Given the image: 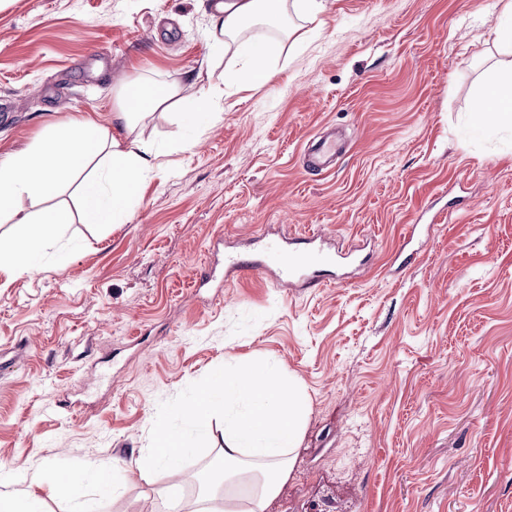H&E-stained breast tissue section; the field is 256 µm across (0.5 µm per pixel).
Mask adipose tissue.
Wrapping results in <instances>:
<instances>
[{"label": "adipose tissue", "mask_w": 512, "mask_h": 512, "mask_svg": "<svg viewBox=\"0 0 512 512\" xmlns=\"http://www.w3.org/2000/svg\"><path fill=\"white\" fill-rule=\"evenodd\" d=\"M324 0H220L210 15L207 37L216 55L235 50L240 66L224 70L222 87L187 93L179 84L146 87L138 100L121 88L111 128L83 118L50 129L26 151L0 159V219L13 220L16 232L0 242V268L13 274L33 272L46 245L52 243L68 221L65 212L46 208L65 179L80 183L81 219L87 224L122 222L141 183L153 171L158 152L151 143L127 139L139 115L174 103L188 128L200 130L216 119L223 86L240 78L256 84L272 80L267 66L268 39L244 37L257 23L276 25L279 47L299 42V30L288 23L289 14L316 22ZM479 130L512 129V74L496 79L479 97L470 114ZM41 203V210H19L22 199ZM224 410L223 468L216 485L185 498V475L180 459L193 451L192 437L170 429L161 432L154 448L136 461L141 473L163 474L170 481L171 512H264L292 464L291 450L298 442L307 409L306 397L296 378L271 366H241L203 384L183 414L195 431H210L216 408Z\"/></svg>", "instance_id": "1"}]
</instances>
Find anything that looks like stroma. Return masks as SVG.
Segmentation results:
<instances>
[{
  "mask_svg": "<svg viewBox=\"0 0 512 512\" xmlns=\"http://www.w3.org/2000/svg\"><path fill=\"white\" fill-rule=\"evenodd\" d=\"M212 0H0V158L50 126L111 127L122 85L220 82ZM274 79L225 88L203 132L173 111L132 134L160 156L120 224L75 219L40 268L0 271V493L70 512L56 472L104 464L97 512H167L133 465L209 378L270 364L308 412L265 512H512V133L474 129L499 0H324ZM101 45L112 62L89 59ZM343 153L304 154L327 130ZM353 253L336 281L271 272L198 286L215 235L258 259L310 234Z\"/></svg>",
  "mask_w": 512,
  "mask_h": 512,
  "instance_id": "stroma-1",
  "label": "stroma"
}]
</instances>
